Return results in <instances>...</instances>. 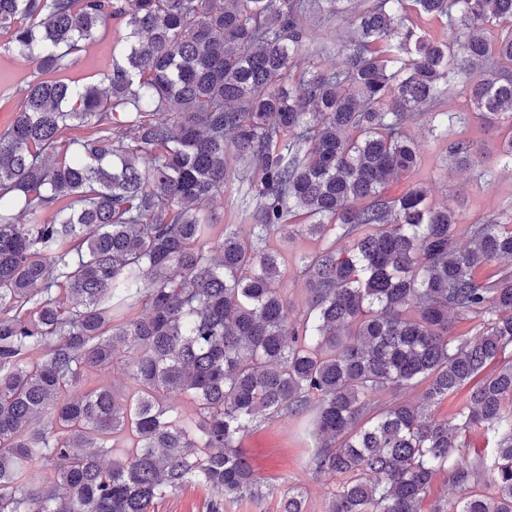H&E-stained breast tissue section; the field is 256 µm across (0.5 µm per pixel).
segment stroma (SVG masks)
<instances>
[{
    "label": "stroma",
    "mask_w": 512,
    "mask_h": 512,
    "mask_svg": "<svg viewBox=\"0 0 512 512\" xmlns=\"http://www.w3.org/2000/svg\"><path fill=\"white\" fill-rule=\"evenodd\" d=\"M322 18L319 7H311L307 22L314 40L328 45L322 63L325 67L335 68L343 62L339 48L351 37L353 29L348 18L339 17L328 24L323 23ZM113 38L112 27L100 29L96 41L79 52L71 69L72 76L82 83L97 82L112 51ZM407 132L420 150L421 163L393 183L390 194L397 195L412 187L426 188L430 202L454 209L464 226L505 213L512 215V168L505 166L498 153L499 132L488 130L472 117L456 124V134L471 140L480 149L476 161L465 169L446 163L445 140L427 126L412 124ZM254 206L248 185L238 173L233 175L223 194L216 196L210 204L222 225L245 223ZM273 245L288 254L283 289L294 311H301L306 278L300 259L322 248L323 242L296 234L286 241L274 240ZM310 444L303 423L298 421H272L248 431L240 447L255 473L275 483L277 492L262 500L228 498L216 512H279L278 492L294 486L304 492L305 512H325V501L337 482L309 469Z\"/></svg>",
    "instance_id": "stroma-1"
}]
</instances>
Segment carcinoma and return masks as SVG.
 <instances>
[{
  "mask_svg": "<svg viewBox=\"0 0 512 512\" xmlns=\"http://www.w3.org/2000/svg\"><path fill=\"white\" fill-rule=\"evenodd\" d=\"M350 2L321 0L324 20ZM365 2L327 70L309 0H0L9 47L40 62L0 96L17 100L0 132V512H152L190 482L215 510L263 499L239 444L288 419L308 421L314 473L340 479L325 512H422L441 474L455 512H512V224L461 229L422 187L387 194L420 161L409 124L475 162L438 109L451 87L507 127L512 162V0ZM410 4L448 38L408 24ZM107 24L103 85L79 86L72 55ZM69 127L89 134L64 149ZM238 165L253 223L218 237L203 205ZM295 232L351 239L302 258L297 318L268 245ZM450 314L479 330L448 335ZM121 358L117 390L100 378ZM421 384L417 403L380 400ZM279 512H305L304 492ZM471 385L467 387L461 388L447 399L441 401L438 405H436L432 410V415L437 419H448L451 415L461 406L464 401L467 399L468 392L471 388Z\"/></svg>",
  "mask_w": 512,
  "mask_h": 512,
  "instance_id": "1",
  "label": "carcinoma"
}]
</instances>
